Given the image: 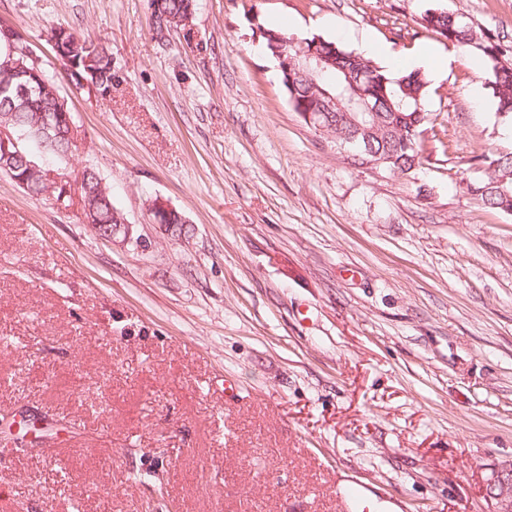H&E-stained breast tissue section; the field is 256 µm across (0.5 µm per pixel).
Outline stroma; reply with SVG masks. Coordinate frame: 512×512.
<instances>
[{
	"label": "stroma",
	"mask_w": 512,
	"mask_h": 512,
	"mask_svg": "<svg viewBox=\"0 0 512 512\" xmlns=\"http://www.w3.org/2000/svg\"><path fill=\"white\" fill-rule=\"evenodd\" d=\"M429 9L512 33V0H198L157 38L149 0H0L74 117L46 167L100 176V236L0 171V512H493L512 468V215L472 200L512 148L479 57ZM431 78L403 174L294 112L252 16ZM107 43L112 93L46 42ZM166 200L184 236L154 224ZM234 391H226L225 381ZM488 498L494 502V512L512 511V470H498L486 479Z\"/></svg>",
	"instance_id": "35a3bbf8"
}]
</instances>
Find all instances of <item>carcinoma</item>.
Segmentation results:
<instances>
[{
	"instance_id": "carcinoma-1",
	"label": "carcinoma",
	"mask_w": 512,
	"mask_h": 512,
	"mask_svg": "<svg viewBox=\"0 0 512 512\" xmlns=\"http://www.w3.org/2000/svg\"><path fill=\"white\" fill-rule=\"evenodd\" d=\"M166 29L186 26L189 10L196 8L195 0H166ZM420 26L442 37L453 45L465 46L482 55L489 68L488 88L495 99L499 113L512 122V35L505 32L484 31L462 16L450 17L429 9L422 16ZM65 36L64 47L77 61V70L70 73L75 84L80 80L93 84L108 95L112 92L114 63L109 46L100 40L79 35L63 27H53L50 40L57 43ZM311 45L320 42L324 55L322 69L314 75L318 88L308 80L296 78L283 86L294 110L303 115L321 111L325 94H342L354 99L348 108L351 115L360 112L359 96L352 86L367 95L374 115L367 120L377 128L379 136L370 142L357 143L362 152H377L384 158L383 166L400 173L412 171L421 163L418 136L427 119L425 98L428 77L417 70L408 74L389 72L344 46L315 34L304 38ZM23 84L37 86L28 97H20ZM68 112L54 81L34 61L13 50L5 35L0 33V125L6 126L19 143L11 155L0 154V171L6 172L22 188L38 197L46 196L42 176L30 171L31 154L28 144L53 157H65L75 144L67 136ZM321 123L334 134L350 133L353 126L343 112H331ZM482 175L467 183L469 195L485 207L505 211L512 209V151L484 154L479 158ZM84 216L96 231L108 236L123 218L115 207L112 195L98 175L86 169L81 173Z\"/></svg>"
}]
</instances>
